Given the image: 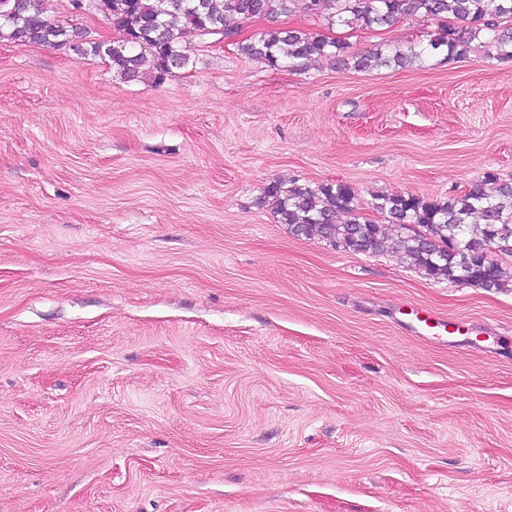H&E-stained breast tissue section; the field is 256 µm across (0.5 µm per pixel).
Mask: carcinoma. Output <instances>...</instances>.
Returning <instances> with one entry per match:
<instances>
[{"mask_svg":"<svg viewBox=\"0 0 512 512\" xmlns=\"http://www.w3.org/2000/svg\"><path fill=\"white\" fill-rule=\"evenodd\" d=\"M45 0H0V40L52 48L81 41L80 54L108 59L112 71L134 80L149 69L162 77L190 61V45L202 31L234 35L251 19L303 12L331 26L375 28L409 17L437 22L425 46L382 45L351 54L339 40L310 30L272 27L236 42L237 51L270 67L298 68L332 58L356 70L405 68L435 53L467 56L487 37V55L512 61V0H106L117 41H94L86 30L46 15ZM263 200L295 237L319 238L337 249L392 253L400 263L433 279L502 290L512 282L502 263L489 257L492 243L512 256V182L488 171L467 191L446 200L412 194L376 195L368 203L373 220L361 214L358 195L343 182L316 186L269 184Z\"/></svg>","mask_w":512,"mask_h":512,"instance_id":"cac0c4a2","label":"carcinoma"}]
</instances>
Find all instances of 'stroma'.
<instances>
[{
  "mask_svg": "<svg viewBox=\"0 0 512 512\" xmlns=\"http://www.w3.org/2000/svg\"><path fill=\"white\" fill-rule=\"evenodd\" d=\"M272 26L365 53L436 23L243 30ZM190 54L124 80L0 41V512H512V287L295 237L261 203L512 179V64ZM415 308L461 333H416Z\"/></svg>",
  "mask_w": 512,
  "mask_h": 512,
  "instance_id": "stroma-1",
  "label": "stroma"
}]
</instances>
